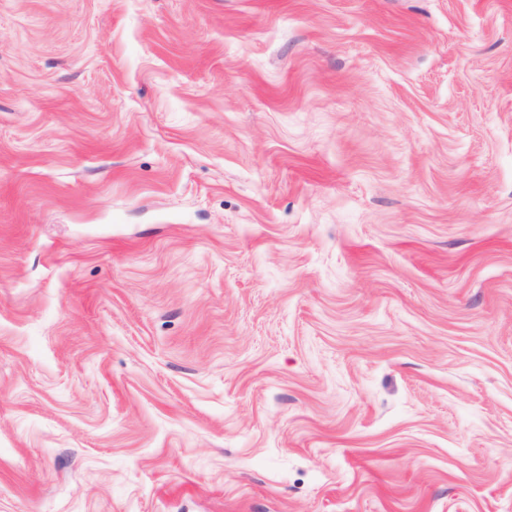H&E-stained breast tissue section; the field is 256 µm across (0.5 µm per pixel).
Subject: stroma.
Instances as JSON below:
<instances>
[{
	"label": "stroma",
	"instance_id": "obj_1",
	"mask_svg": "<svg viewBox=\"0 0 512 512\" xmlns=\"http://www.w3.org/2000/svg\"><path fill=\"white\" fill-rule=\"evenodd\" d=\"M0 512H512V0H0Z\"/></svg>",
	"mask_w": 512,
	"mask_h": 512
}]
</instances>
